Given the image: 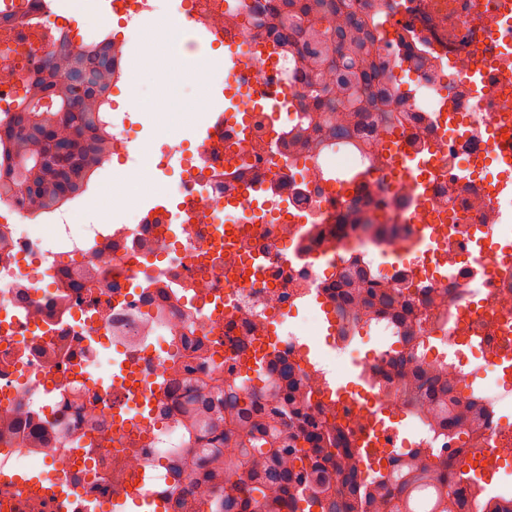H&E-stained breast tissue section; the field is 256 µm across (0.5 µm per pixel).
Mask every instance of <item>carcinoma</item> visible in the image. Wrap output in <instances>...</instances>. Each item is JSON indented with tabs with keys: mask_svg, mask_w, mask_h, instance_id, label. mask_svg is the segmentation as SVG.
<instances>
[{
	"mask_svg": "<svg viewBox=\"0 0 512 512\" xmlns=\"http://www.w3.org/2000/svg\"><path fill=\"white\" fill-rule=\"evenodd\" d=\"M287 2L314 21L334 14L336 24L331 31L312 27L304 32L287 19L275 32L274 50L301 49L310 71L334 66L340 59L359 65L360 70L344 74L338 90L323 91L316 103L320 112L357 108L362 88L380 78L370 64L373 21L352 23L337 0ZM110 59L112 39L105 38L85 51L68 49L58 59L51 57L31 73L29 89L44 94L38 112L47 127L42 141L35 143L28 135L34 111L29 93L18 102L12 120L0 123V176L11 180L20 194L43 209L78 191L100 161L101 124L86 107V100L107 89ZM65 101L71 106L65 118L72 129L69 138L57 132L56 117ZM366 283L363 274L351 278L347 301L362 300ZM411 389L422 399L424 417L435 424H461L468 417V409L436 372L414 375ZM214 403V388L204 384L187 400L183 413L189 434L201 447L197 467L222 492L219 512H277V501L266 499V491L279 489L291 498L300 487L311 485L316 473L323 474L312 484L320 512H349V498L357 499L356 512H413L410 495L422 489L432 494L433 512H458L456 500L448 496L443 484L447 477L443 463L424 448L413 449L407 459L391 461L386 472L366 487L340 426L307 422L304 437L311 444L309 451L300 442H288L283 436V416L287 412L305 416L297 389L282 398L281 406L260 413L228 392L224 393V413L213 410Z\"/></svg>",
	"mask_w": 512,
	"mask_h": 512,
	"instance_id": "obj_1",
	"label": "carcinoma"
}]
</instances>
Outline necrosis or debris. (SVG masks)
<instances>
[{
    "mask_svg": "<svg viewBox=\"0 0 512 512\" xmlns=\"http://www.w3.org/2000/svg\"><path fill=\"white\" fill-rule=\"evenodd\" d=\"M375 21L371 63L383 79L366 109L316 111L336 74L298 52L264 54L280 17L271 0H180L182 16L230 29L245 59L239 114L197 142L167 187L171 215L144 222L130 192L128 129L101 113L107 158L124 163L106 218L70 221L0 191V512H91L133 484L165 512H216L183 426L184 393L202 383L262 408L285 360L309 396L308 417L340 424L365 480L411 449L473 471L485 497L452 484L459 512H512V0H345ZM67 30L44 0H0V121ZM287 91L270 122L252 99ZM331 128L345 138H328ZM369 272L392 295L371 319L342 306V275ZM127 383L107 384L111 352ZM354 389L336 391L338 362ZM442 370L479 425L453 430L418 416L404 368ZM503 449L500 469L482 451ZM44 470L30 482L27 474Z\"/></svg>",
    "mask_w": 512,
    "mask_h": 512,
    "instance_id": "4bbe7bcc",
    "label": "necrosis or debris"
}]
</instances>
